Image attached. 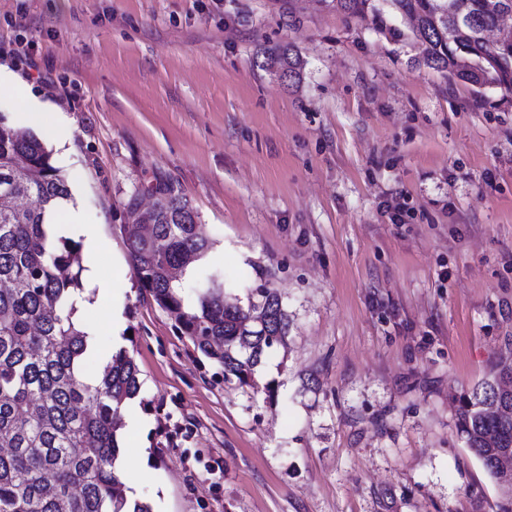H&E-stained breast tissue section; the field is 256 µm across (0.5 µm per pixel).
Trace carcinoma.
<instances>
[{
	"mask_svg": "<svg viewBox=\"0 0 512 512\" xmlns=\"http://www.w3.org/2000/svg\"><path fill=\"white\" fill-rule=\"evenodd\" d=\"M348 17L370 0H317ZM412 23L426 65L482 88L512 91V52L492 69L485 33L498 17L487 0H390ZM469 19L459 36L455 11ZM262 67L289 86L303 60L289 44L263 51ZM151 223L125 208L131 268L177 331L218 364L224 379L259 389L256 374L288 337V313L272 288H257L247 306L224 294L214 272H201L196 302L185 303L182 278L212 249L198 213L173 183L159 180ZM72 198L36 136L0 121V512H153L115 474L123 455L119 430L126 401L141 391L140 369L121 347L99 372L84 368L93 336L78 321L84 293L82 244L56 233L52 212ZM456 427L488 474L500 475L512 448V355L459 397Z\"/></svg>",
	"mask_w": 512,
	"mask_h": 512,
	"instance_id": "carcinoma-1",
	"label": "carcinoma"
}]
</instances>
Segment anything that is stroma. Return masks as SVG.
Masks as SVG:
<instances>
[{
  "label": "stroma",
  "mask_w": 512,
  "mask_h": 512,
  "mask_svg": "<svg viewBox=\"0 0 512 512\" xmlns=\"http://www.w3.org/2000/svg\"><path fill=\"white\" fill-rule=\"evenodd\" d=\"M348 17L312 0H0V64L51 105L70 208L103 239L120 305L80 319L95 374L112 314L142 387L153 512H497L455 398L512 352V92L422 60L389 0ZM293 44L301 83L257 52ZM177 184L214 246L204 268L247 300L272 288L290 332L257 375L225 380L139 285L124 206Z\"/></svg>",
  "instance_id": "35a3bbf8"
}]
</instances>
